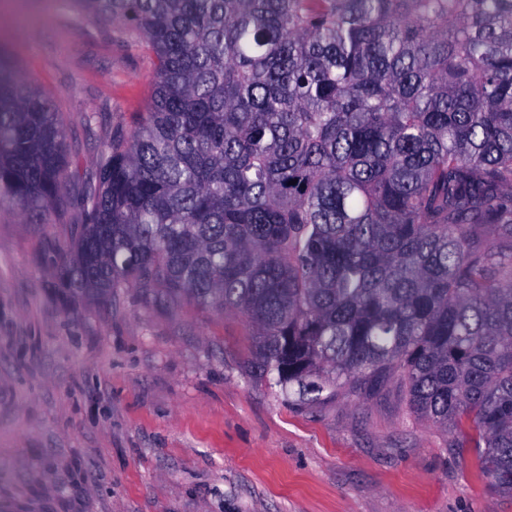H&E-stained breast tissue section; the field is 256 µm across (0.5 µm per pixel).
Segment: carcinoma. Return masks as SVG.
<instances>
[{
    "label": "carcinoma",
    "mask_w": 512,
    "mask_h": 512,
    "mask_svg": "<svg viewBox=\"0 0 512 512\" xmlns=\"http://www.w3.org/2000/svg\"><path fill=\"white\" fill-rule=\"evenodd\" d=\"M75 3L156 64L62 295L237 313L252 373L301 395L394 382L512 493V0ZM68 179L59 114L0 51V207Z\"/></svg>",
    "instance_id": "carcinoma-1"
}]
</instances>
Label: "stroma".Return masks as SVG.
I'll list each match as a JSON object with an SVG mask.
<instances>
[{"mask_svg":"<svg viewBox=\"0 0 512 512\" xmlns=\"http://www.w3.org/2000/svg\"><path fill=\"white\" fill-rule=\"evenodd\" d=\"M0 49L61 114L70 172L46 215L0 208V512H512L396 384L301 400L253 376L240 315L134 285L63 298L54 267L155 57L73 0L0 8Z\"/></svg>","mask_w":512,"mask_h":512,"instance_id":"1","label":"stroma"}]
</instances>
